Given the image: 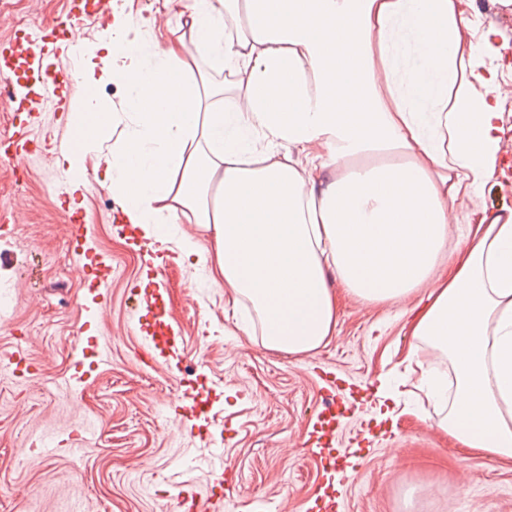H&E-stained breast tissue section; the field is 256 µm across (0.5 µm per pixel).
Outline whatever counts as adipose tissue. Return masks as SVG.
I'll use <instances>...</instances> for the list:
<instances>
[{"instance_id":"obj_1","label":"adipose tissue","mask_w":512,"mask_h":512,"mask_svg":"<svg viewBox=\"0 0 512 512\" xmlns=\"http://www.w3.org/2000/svg\"><path fill=\"white\" fill-rule=\"evenodd\" d=\"M110 14L76 75L75 146L56 159L75 187L103 172L162 246L184 222L212 230L214 251L180 245L250 306L268 349L332 335L328 270L371 303L427 288L412 336L448 358L453 385L421 378L448 403L441 429L512 459V213L448 238L458 195L478 199L501 150L493 31L455 0H179L189 36L162 46ZM199 59L221 87L197 79ZM115 80L118 105L97 93ZM293 147L314 149L310 166L282 161Z\"/></svg>"}]
</instances>
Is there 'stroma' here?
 Here are the masks:
<instances>
[{
	"instance_id": "35a3bbf8",
	"label": "stroma",
	"mask_w": 512,
	"mask_h": 512,
	"mask_svg": "<svg viewBox=\"0 0 512 512\" xmlns=\"http://www.w3.org/2000/svg\"><path fill=\"white\" fill-rule=\"evenodd\" d=\"M497 33L500 79L512 85V6L457 0ZM0 41L68 23L70 0H0ZM53 154L0 159V206L22 201L13 244L0 251V356L23 348L35 375L0 363V512H172L173 473L223 512H308L333 484L343 512H512V459L492 462L451 447L443 408L420 386L421 367L448 360L412 337L426 290L402 304L368 303L337 288L336 330L318 349L291 355L260 336L227 332L245 319L195 256L170 244L160 278L146 276L150 244L116 226L114 198L99 179L73 190ZM68 197L87 226L67 232ZM487 215L512 211V152L500 153L482 190ZM112 266L109 300L93 304L79 268ZM161 290L165 303L137 309L132 290ZM175 329L179 359L157 362L160 321ZM209 390L192 421L171 403L182 386ZM393 392L380 416L377 390ZM359 388L368 442L333 449L336 474L300 446L325 394Z\"/></svg>"
}]
</instances>
